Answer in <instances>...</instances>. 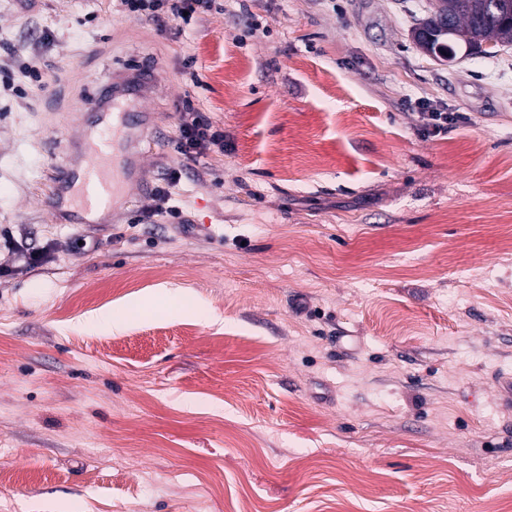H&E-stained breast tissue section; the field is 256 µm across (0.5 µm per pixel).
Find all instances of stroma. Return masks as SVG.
<instances>
[{
  "label": "stroma",
  "mask_w": 512,
  "mask_h": 512,
  "mask_svg": "<svg viewBox=\"0 0 512 512\" xmlns=\"http://www.w3.org/2000/svg\"><path fill=\"white\" fill-rule=\"evenodd\" d=\"M429 7L221 0L176 35L121 0H0V512L512 504V45L433 58ZM141 68L169 200L52 223L83 111ZM187 98L223 152H176ZM421 99L463 123L421 134ZM107 307L121 328L85 326Z\"/></svg>",
  "instance_id": "35a3bbf8"
}]
</instances>
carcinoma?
Listing matches in <instances>:
<instances>
[{"label":"carcinoma","instance_id":"1","mask_svg":"<svg viewBox=\"0 0 512 512\" xmlns=\"http://www.w3.org/2000/svg\"><path fill=\"white\" fill-rule=\"evenodd\" d=\"M450 33L441 40L450 44L454 55H487L490 48L512 44V0H447Z\"/></svg>","mask_w":512,"mask_h":512}]
</instances>
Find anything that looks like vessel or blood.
<instances>
[{
	"instance_id": "obj_1",
	"label": "vessel or blood",
	"mask_w": 512,
	"mask_h": 512,
	"mask_svg": "<svg viewBox=\"0 0 512 512\" xmlns=\"http://www.w3.org/2000/svg\"><path fill=\"white\" fill-rule=\"evenodd\" d=\"M153 84L148 73L124 76L107 83L95 108L98 133L90 140H75L72 150L80 161L65 160L53 180L57 190L72 194L73 208L66 217L81 224L95 223L123 200L126 186L139 175L131 165L127 140L146 121L143 101Z\"/></svg>"
}]
</instances>
